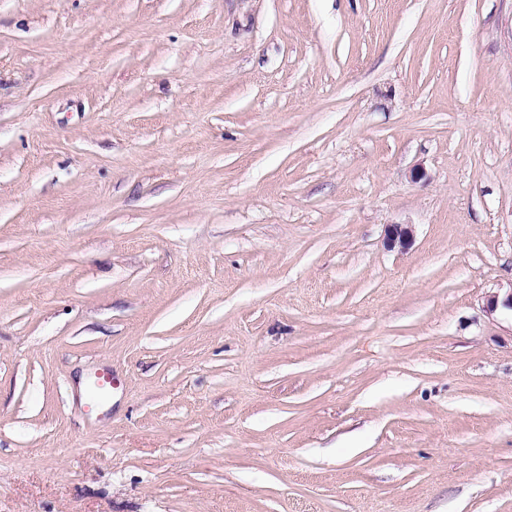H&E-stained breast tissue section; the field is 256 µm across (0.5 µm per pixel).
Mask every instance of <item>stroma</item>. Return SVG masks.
<instances>
[{"label":"stroma","mask_w":512,"mask_h":512,"mask_svg":"<svg viewBox=\"0 0 512 512\" xmlns=\"http://www.w3.org/2000/svg\"><path fill=\"white\" fill-rule=\"evenodd\" d=\"M511 290L512 0H0V512H512ZM413 241V231L409 224H390L386 230L385 245L388 249L398 246L406 250Z\"/></svg>","instance_id":"1"}]
</instances>
